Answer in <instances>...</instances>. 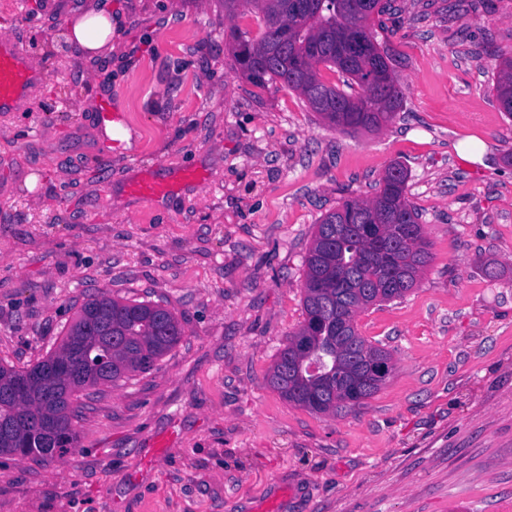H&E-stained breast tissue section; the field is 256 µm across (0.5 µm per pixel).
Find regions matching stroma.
I'll return each instance as SVG.
<instances>
[{"instance_id":"obj_1","label":"stroma","mask_w":512,"mask_h":512,"mask_svg":"<svg viewBox=\"0 0 512 512\" xmlns=\"http://www.w3.org/2000/svg\"><path fill=\"white\" fill-rule=\"evenodd\" d=\"M392 5L377 40L403 108L346 134L233 69L230 29L265 31L253 6L0 0V38L32 42L47 76L0 112V361L45 356L100 292L184 328L156 370L79 394L69 453L0 455V512H512V120L493 92L512 0ZM98 8L119 35L90 57L66 31ZM471 137L483 163L455 150ZM396 161L432 261L404 298L355 316L391 352L388 382L317 415L265 376L304 319L319 220L372 198ZM147 176L176 189L134 194Z\"/></svg>"}]
</instances>
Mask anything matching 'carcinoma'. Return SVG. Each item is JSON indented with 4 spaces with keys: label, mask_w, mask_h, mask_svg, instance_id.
<instances>
[{
    "label": "carcinoma",
    "mask_w": 512,
    "mask_h": 512,
    "mask_svg": "<svg viewBox=\"0 0 512 512\" xmlns=\"http://www.w3.org/2000/svg\"><path fill=\"white\" fill-rule=\"evenodd\" d=\"M242 2L254 4L265 24L256 42L231 34L234 66L252 85L287 86L342 133L376 130L403 108L401 83L373 30L391 0H224V11L232 15ZM321 65L362 93L324 82ZM493 91L511 120L512 55L501 56ZM407 181L388 169L371 199H347L316 225L305 259V318L267 374L286 401L338 414L358 405L348 400L350 387L359 388L363 401L387 382L373 367L392 356L360 336L354 316L404 298L431 260ZM363 224L380 225L387 248L369 243L360 233ZM182 336L176 316L159 304L104 293L88 299L45 357L26 368L0 363V454L26 459L66 453L77 441L73 397L152 371ZM61 358L72 363L73 376L55 373L52 363Z\"/></svg>",
    "instance_id": "obj_1"
}]
</instances>
